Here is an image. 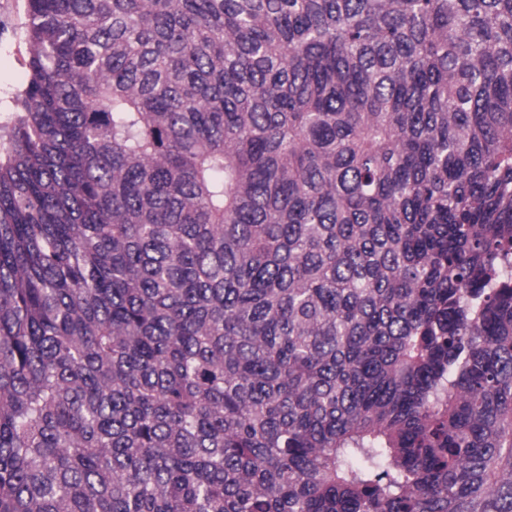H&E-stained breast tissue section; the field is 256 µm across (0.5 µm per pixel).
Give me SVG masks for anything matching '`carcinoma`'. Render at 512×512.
Segmentation results:
<instances>
[{
    "mask_svg": "<svg viewBox=\"0 0 512 512\" xmlns=\"http://www.w3.org/2000/svg\"><path fill=\"white\" fill-rule=\"evenodd\" d=\"M0 512H512V0H25Z\"/></svg>",
    "mask_w": 512,
    "mask_h": 512,
    "instance_id": "obj_1",
    "label": "carcinoma"
}]
</instances>
